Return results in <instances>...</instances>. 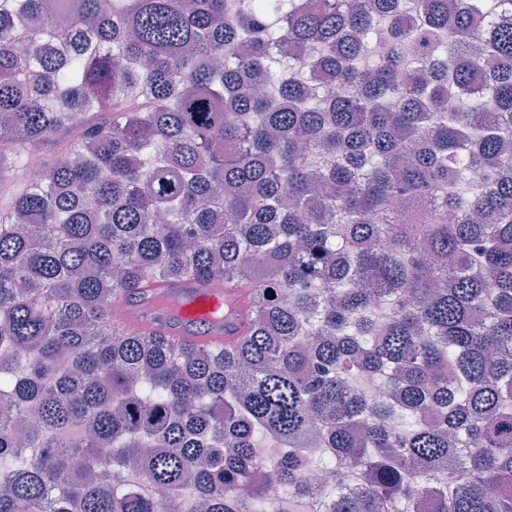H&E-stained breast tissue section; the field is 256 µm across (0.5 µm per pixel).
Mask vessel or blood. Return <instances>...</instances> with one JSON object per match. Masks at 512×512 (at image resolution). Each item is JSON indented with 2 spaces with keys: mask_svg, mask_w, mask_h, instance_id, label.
<instances>
[{
  "mask_svg": "<svg viewBox=\"0 0 512 512\" xmlns=\"http://www.w3.org/2000/svg\"><path fill=\"white\" fill-rule=\"evenodd\" d=\"M128 317L155 324L172 336H194L215 345L224 342V294L195 282L183 281L165 288L156 304L135 299L127 304Z\"/></svg>",
  "mask_w": 512,
  "mask_h": 512,
  "instance_id": "obj_1",
  "label": "vessel or blood"
}]
</instances>
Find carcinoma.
<instances>
[{"label":"carcinoma","mask_w":512,"mask_h":512,"mask_svg":"<svg viewBox=\"0 0 512 512\" xmlns=\"http://www.w3.org/2000/svg\"><path fill=\"white\" fill-rule=\"evenodd\" d=\"M57 2L0 0V512H512V0ZM184 280L224 345L123 314Z\"/></svg>","instance_id":"cac0c4a2"}]
</instances>
